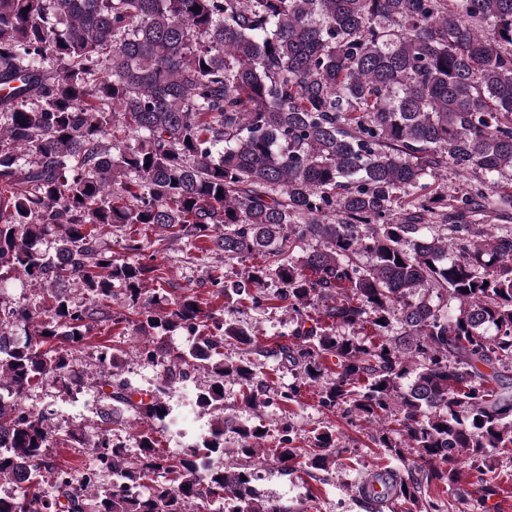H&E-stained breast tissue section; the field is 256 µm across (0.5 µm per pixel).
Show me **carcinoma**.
<instances>
[{"label": "carcinoma", "mask_w": 512, "mask_h": 512, "mask_svg": "<svg viewBox=\"0 0 512 512\" xmlns=\"http://www.w3.org/2000/svg\"><path fill=\"white\" fill-rule=\"evenodd\" d=\"M0 86V483L12 485L0 512H304L254 489L261 453L292 469L291 436L267 450V426L224 406L230 377L253 410L296 402L300 387L271 390L259 347L224 358L252 335L196 296L152 309L153 257L131 236L112 258L98 239L109 224L263 258L211 287L282 303L295 328L277 354L322 404L378 424L373 443L399 462L382 493L400 512H448L426 494L448 493L460 460L484 499L498 494L490 459L512 460V226L500 223L512 191H499L512 177V0H0ZM119 127L131 138L114 139ZM450 169L469 188L439 187ZM12 281L49 285L51 302L5 299ZM118 297L151 337L140 357L168 362L138 393L115 349L98 353L102 394L154 422L133 455L117 418L88 441L22 406L70 374L71 349ZM179 329L192 340L171 352L161 339ZM190 369L210 376L194 404L215 419L172 457L159 434ZM55 443L92 465L56 466ZM313 443L312 478L346 452L328 427ZM104 470L108 487L87 483ZM364 482L356 504L382 512Z\"/></svg>", "instance_id": "carcinoma-1"}]
</instances>
